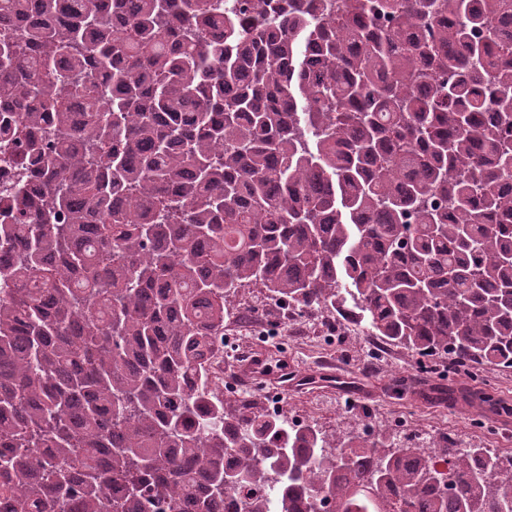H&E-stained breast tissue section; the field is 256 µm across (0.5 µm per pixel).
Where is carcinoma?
<instances>
[{
	"label": "carcinoma",
	"mask_w": 512,
	"mask_h": 512,
	"mask_svg": "<svg viewBox=\"0 0 512 512\" xmlns=\"http://www.w3.org/2000/svg\"><path fill=\"white\" fill-rule=\"evenodd\" d=\"M0 0L13 512H512V455L207 385L250 288L512 368V0ZM234 475L239 482H226ZM17 151L10 142L0 139V190L6 184H12L17 179L19 169L15 164Z\"/></svg>",
	"instance_id": "obj_1"
}]
</instances>
